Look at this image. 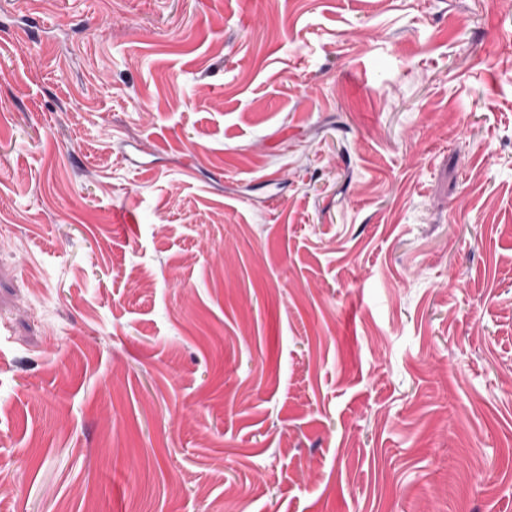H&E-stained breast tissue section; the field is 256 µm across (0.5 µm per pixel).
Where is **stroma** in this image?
<instances>
[{
  "mask_svg": "<svg viewBox=\"0 0 512 512\" xmlns=\"http://www.w3.org/2000/svg\"><path fill=\"white\" fill-rule=\"evenodd\" d=\"M0 512H512V0H0Z\"/></svg>",
  "mask_w": 512,
  "mask_h": 512,
  "instance_id": "stroma-1",
  "label": "stroma"
}]
</instances>
